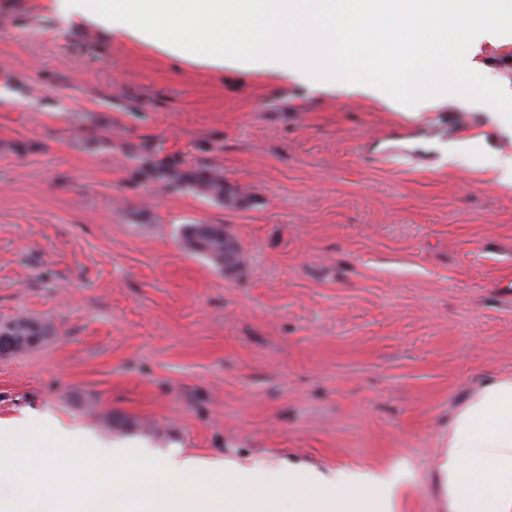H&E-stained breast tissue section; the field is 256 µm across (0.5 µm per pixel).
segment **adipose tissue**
Returning <instances> with one entry per match:
<instances>
[{"instance_id": "1", "label": "adipose tissue", "mask_w": 512, "mask_h": 512, "mask_svg": "<svg viewBox=\"0 0 512 512\" xmlns=\"http://www.w3.org/2000/svg\"><path fill=\"white\" fill-rule=\"evenodd\" d=\"M55 448L0 435L15 474L0 512H392L399 472L322 470L283 461L200 460L180 446L116 459L41 417ZM445 512H512V377L482 382L454 415L436 469Z\"/></svg>"}]
</instances>
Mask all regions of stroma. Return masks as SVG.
<instances>
[{
	"label": "stroma",
	"mask_w": 512,
	"mask_h": 512,
	"mask_svg": "<svg viewBox=\"0 0 512 512\" xmlns=\"http://www.w3.org/2000/svg\"><path fill=\"white\" fill-rule=\"evenodd\" d=\"M466 62L512 91V36H478ZM395 128L431 157H379ZM498 150L512 131L486 104L214 67L59 0H0V324L52 327L0 356V421L31 409L200 459L407 467L395 512H441L455 410L512 375ZM158 163L236 195L156 180ZM188 224L223 225L234 262L187 252ZM171 176L176 177L179 181L192 184L200 194L218 201L224 202V199L226 200L234 195V191L224 183V179L209 169H200L189 173H167L165 175V177ZM15 333V353H19L37 346L35 336H41V342L43 336L46 335L47 329L45 326L31 322V318H17L12 321ZM34 324L36 328L33 327Z\"/></svg>",
	"instance_id": "1"
}]
</instances>
